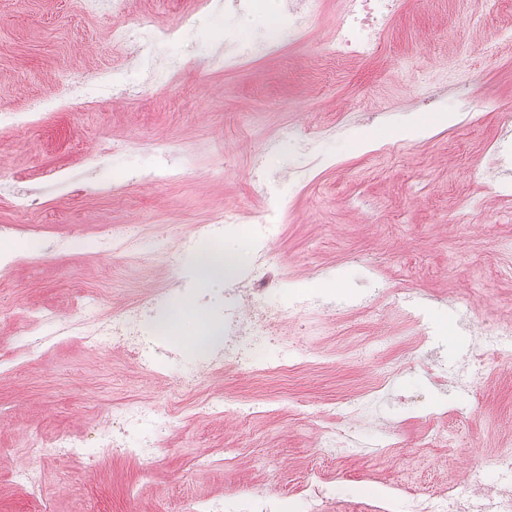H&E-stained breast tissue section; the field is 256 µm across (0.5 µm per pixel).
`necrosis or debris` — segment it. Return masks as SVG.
I'll use <instances>...</instances> for the list:
<instances>
[{"label": "necrosis or debris", "mask_w": 512, "mask_h": 512, "mask_svg": "<svg viewBox=\"0 0 512 512\" xmlns=\"http://www.w3.org/2000/svg\"><path fill=\"white\" fill-rule=\"evenodd\" d=\"M323 2L290 0L287 25L268 35L264 48H276L287 40L297 41L307 24L318 17ZM344 2V8L329 29L328 54L339 59H373L390 19L400 10L403 0ZM113 89L114 83L109 76L98 72L81 82L77 89L68 88L61 94L40 99L32 109L0 110V126L11 129L32 126L42 120L44 113L66 110L76 101L87 106L95 104L111 95ZM282 207L281 200L274 196L260 215L250 214L244 209L225 211L214 223L203 225L201 237L181 240L178 252L195 254L206 248H220L224 244V227L228 224H253L259 231H266L278 223ZM137 242L135 228L116 227L103 238L100 247L111 252L113 258L125 262L146 261L154 257L176 264L178 253L160 248L147 251L139 248ZM268 263L267 251L256 248L241 288L224 302L223 346L203 356L189 357L180 372V386L192 387L204 370L228 377L248 374L264 379L320 365V351H299L293 337L283 330L288 319L306 320L315 315L318 298L297 295L288 307L269 305L266 296L275 292L276 282L269 272ZM100 299V293H84L80 305L86 309V316L68 322L58 320L48 311H31L30 317L39 328L29 333V346L38 350L54 344L56 337L79 336L93 348L111 346L122 350L131 363L146 374L164 376L171 362L181 357L169 330L163 327L164 316L180 301L177 289L160 288L142 294L109 317L94 314L93 309ZM511 360L512 322H500L481 332L467 363L460 370L450 375L437 369L433 375L437 381H452L478 395L496 366ZM389 380V373L377 374L370 384L350 397L323 409L327 424L321 432L320 446L324 454L335 457L344 453H363L364 441L338 431L336 423L344 417L361 421L371 419L372 400L386 389ZM176 419V411L170 408L140 401L123 403L113 408L105 425L88 435L74 437L60 433L51 444L52 454L88 463L109 453L149 460L162 447ZM487 463L499 474L496 486H486L480 473L476 472L467 484L449 487L443 497L435 498L424 493L405 496L401 500L403 512H512V442L496 443Z\"/></svg>", "instance_id": "4bbe7bcc"}]
</instances>
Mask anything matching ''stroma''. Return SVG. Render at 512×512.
Returning a JSON list of instances; mask_svg holds the SVG:
<instances>
[{"label": "stroma", "mask_w": 512, "mask_h": 512, "mask_svg": "<svg viewBox=\"0 0 512 512\" xmlns=\"http://www.w3.org/2000/svg\"><path fill=\"white\" fill-rule=\"evenodd\" d=\"M288 0H253L234 23L223 5L197 14L175 42L153 58L112 43V26L138 27L150 19L175 26L193 0H133L122 18L88 16L76 0H0V109L35 103L58 93L65 79L122 64L120 82H142L131 98L101 100L90 111L49 112L40 124L0 131V225L13 224L9 187L14 175L68 169L91 193L71 197L51 182L35 186L44 221L35 225L34 250L17 259L9 284L0 285V512H181L190 501L218 498L237 512L245 495L281 500L284 512H302L295 490L314 479L322 463L321 411L370 379L376 366L393 377L375 419L348 423L368 444L343 461L324 512H346L351 502H377L388 480L414 472L432 496L449 478L485 469L488 428L512 435V363L502 364L483 399L463 388L439 386L432 362L461 365L482 326L512 319V253L501 237L512 223L499 220L512 206V162L485 169L490 150L502 147L500 113L493 98L512 105V0H404L372 61L324 62L323 47L342 0H325L303 39L246 59L234 69L220 61L230 44L252 42L275 27ZM184 65L163 88L147 84L150 68L168 58ZM473 85L472 109L457 112L459 86ZM433 97V111L456 112L451 126L409 140L399 130ZM313 127L314 148L291 139ZM369 135L361 149L356 138ZM124 144L115 155L103 140ZM276 166L257 169L259 154ZM222 176H214V168ZM278 182L287 202L270 229L266 249L281 298L335 283L323 296L328 333L303 337L302 346L325 354L317 369L255 380L202 378L192 390L135 372L117 350H93L64 336L44 351L23 346L29 311L41 308L63 320L78 316L81 292L109 289L105 310L120 309L153 288H173L161 262L116 270L111 255L93 244L107 225L134 224L144 241L176 247L228 209L265 211L266 182ZM481 206L468 222L456 215L471 198ZM69 239L62 253L46 251V238ZM410 289L435 335L411 364L403 349L380 358L359 354L362 339L406 335L394 316L401 289ZM377 294L386 314L367 323L357 311ZM275 399L274 420L195 414L208 394ZM128 399L165 401L180 417L148 461L112 456L93 468L53 459L39 443L56 432L77 435L106 420ZM451 413L460 434L454 448H426L433 418ZM206 456L204 469L194 465ZM42 473L41 504L11 483L14 465ZM137 489L130 497L129 489Z\"/></svg>", "instance_id": "35a3bbf8"}]
</instances>
